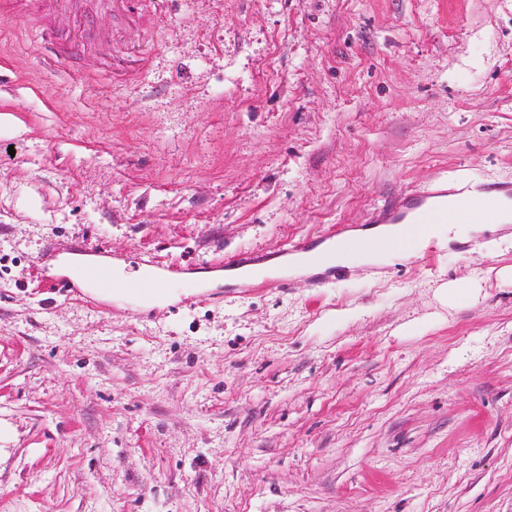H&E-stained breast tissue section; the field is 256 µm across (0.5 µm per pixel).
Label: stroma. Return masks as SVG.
<instances>
[{
    "mask_svg": "<svg viewBox=\"0 0 512 512\" xmlns=\"http://www.w3.org/2000/svg\"><path fill=\"white\" fill-rule=\"evenodd\" d=\"M448 179L512 181V0H5L0 512H512V229L286 264ZM355 228V226L348 224H341L336 227L335 230L331 231L326 235L322 244H325L323 248L314 252L319 258V266L326 267V270L336 268V260L333 261L330 257L333 248L341 247L345 242L349 241V233ZM349 255L354 256V261H349L347 257ZM413 253H399L396 251L381 250L376 252H364L360 250L356 243H350L349 246L344 249L338 257V264H345L347 262H357L359 264H391L395 259L398 258H409L413 256ZM95 279L99 285V288L104 292H112V288H118L115 291L116 295L124 296V295H135L142 300L150 301L153 298L143 295L139 292V290H133L131 288H137V286L133 283L128 284L126 288H121L120 284L114 278L112 274V269L109 267H102L95 273Z\"/></svg>",
    "mask_w": 512,
    "mask_h": 512,
    "instance_id": "1",
    "label": "stroma"
}]
</instances>
